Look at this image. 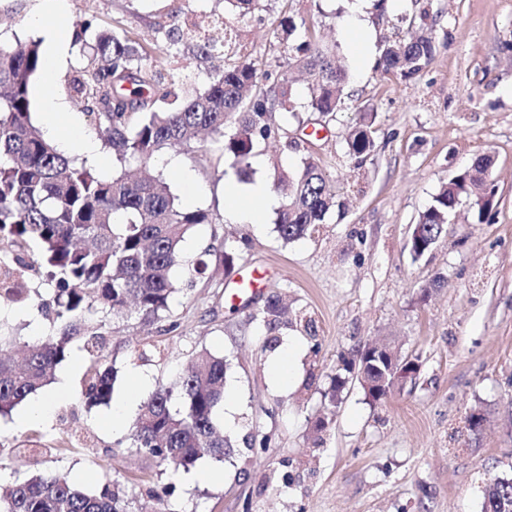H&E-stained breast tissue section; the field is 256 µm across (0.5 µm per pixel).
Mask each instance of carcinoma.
Returning a JSON list of instances; mask_svg holds the SVG:
<instances>
[{
	"label": "carcinoma",
	"instance_id": "cac0c4a2",
	"mask_svg": "<svg viewBox=\"0 0 512 512\" xmlns=\"http://www.w3.org/2000/svg\"><path fill=\"white\" fill-rule=\"evenodd\" d=\"M296 29L288 15L273 36L288 52V64L312 76L308 110L334 116L343 108L348 81L336 66V46L313 35L295 44ZM160 32L162 44L147 47L124 29L93 30L85 24L77 42L87 61L69 82L71 99L87 111L120 164L134 158L146 165L166 149L189 154L198 133L207 130L217 136V150L233 156L239 178L249 179L254 148L278 135L269 114L295 111L288 84L259 90L253 52L232 29L224 27L215 36L175 18ZM191 46L207 60L224 62L207 70L201 88L166 79L156 58L158 52L176 55ZM379 52L382 73L407 79L430 63L434 45L426 34L412 33L381 42ZM42 62L38 41L20 50L0 43V239L17 248L13 262L19 277L34 269L52 290L48 317L57 326L18 364L11 356L16 333L0 324L1 416L47 387L76 342L88 357L85 404L109 403L115 375L102 364V353L112 319L133 305L146 320H164L179 292L181 244L194 227L212 221L208 211L182 206L160 176L133 179L117 170L106 179L86 160L60 154L31 116L29 87ZM347 145L353 156H368L375 147L372 121L365 117L357 123ZM490 165L489 157L479 156L441 185L413 228L414 256L439 240L462 199L472 200L480 216L492 207L489 200L479 201V174ZM273 186L282 197L275 231L286 243L313 232L336 207V193L309 156L293 171L278 174ZM30 241L40 246L36 266L25 258ZM39 297L28 287L18 296L0 292V303L26 306ZM393 354L391 370L374 373L368 365L365 374L355 376L374 402L402 384L405 358ZM225 372L224 357L205 350L175 381L158 385L129 425L132 446L175 469L188 470L204 457L224 462L232 447L218 422ZM347 382L346 376L335 377L327 406L338 407ZM125 507L116 482L88 491L43 471L0 483V512H125ZM482 512H512V476L497 477L485 488Z\"/></svg>",
	"mask_w": 512,
	"mask_h": 512
}]
</instances>
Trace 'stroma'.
Segmentation results:
<instances>
[{
  "label": "stroma",
  "instance_id": "stroma-1",
  "mask_svg": "<svg viewBox=\"0 0 512 512\" xmlns=\"http://www.w3.org/2000/svg\"><path fill=\"white\" fill-rule=\"evenodd\" d=\"M36 0H0V35L26 44L38 38L30 22ZM365 12L375 39L394 36L399 13L427 12L435 40L429 65L409 79L358 68L344 34L349 0H259L240 17L224 0H67L71 29L86 22L122 28L141 42L158 39L168 13L219 15L254 48L261 87L290 79L295 113L272 115L279 137L256 146L253 176L273 181L301 156L319 166L341 203L324 224L286 243L263 224L224 217L234 159L214 150L180 155L195 178L185 184L162 152L149 165L180 203L209 211L213 221L188 234L184 248L200 254L224 245L236 255L234 276L218 262L188 280L177 270L179 293L170 305L173 331L142 320L137 311L112 325L106 362L117 371L114 398L145 400L172 382L201 350L228 362L223 428L234 450L223 462L199 460L174 470L132 448L113 430L112 409L87 407V356L73 349L45 390L44 418L24 425L0 417V480L50 470L99 489L124 486L129 512H481L483 489L512 474V0H404ZM338 44L347 71L348 99L326 127L307 111V84L290 76L286 54L272 37L282 14ZM375 115V147L349 156L346 136L359 113ZM302 154L284 150L287 140ZM491 155L497 188L491 210L478 215L462 201L438 242L413 257L409 240L420 214L443 183ZM267 271L257 293L232 296L235 275ZM291 304L286 320L266 325L270 298ZM295 337L299 351L289 382L273 367ZM387 343L417 360L412 381L371 402L349 383L326 432L325 395L342 357ZM150 379L136 388L134 373ZM484 423L472 433L467 418ZM40 440L51 454L18 458Z\"/></svg>",
  "mask_w": 512,
  "mask_h": 512
}]
</instances>
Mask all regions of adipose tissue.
<instances>
[{"label": "adipose tissue", "instance_id": "ef3b65f1", "mask_svg": "<svg viewBox=\"0 0 512 512\" xmlns=\"http://www.w3.org/2000/svg\"><path fill=\"white\" fill-rule=\"evenodd\" d=\"M65 9V0H38L31 14L32 24L45 35L41 92L45 131L57 142L61 152L99 162L103 156L98 139L86 130L64 124L67 105L52 91L71 43V33L64 21ZM273 203L265 183H255L244 193L231 185L227 188L224 215L232 222L261 224Z\"/></svg>", "mask_w": 512, "mask_h": 512}]
</instances>
